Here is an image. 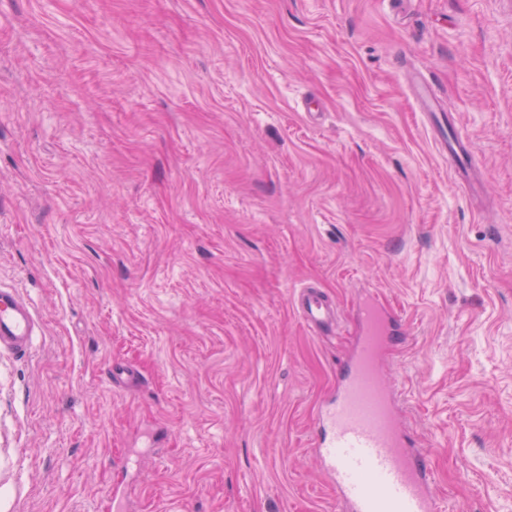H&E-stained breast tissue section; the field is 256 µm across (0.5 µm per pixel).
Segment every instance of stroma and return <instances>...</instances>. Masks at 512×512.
<instances>
[{
    "label": "stroma",
    "mask_w": 512,
    "mask_h": 512,
    "mask_svg": "<svg viewBox=\"0 0 512 512\" xmlns=\"http://www.w3.org/2000/svg\"><path fill=\"white\" fill-rule=\"evenodd\" d=\"M0 288V512H338L369 295L447 512H512V0H0ZM444 149L445 152H448V157L451 159L450 168L456 174L458 181L463 184V187L469 186L474 189V183L471 179L476 165L466 152L461 133H455L453 136L447 137L444 141ZM36 321L16 291L0 289V346L28 351L35 339ZM298 308L305 324L315 333L336 330V308L319 289L304 290L298 298Z\"/></svg>",
    "instance_id": "1"
}]
</instances>
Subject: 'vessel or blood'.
<instances>
[{
    "mask_svg": "<svg viewBox=\"0 0 512 512\" xmlns=\"http://www.w3.org/2000/svg\"><path fill=\"white\" fill-rule=\"evenodd\" d=\"M444 149L458 181L470 186L475 163L462 135L447 137ZM298 308L313 332L335 331L336 309L321 290H304ZM357 316L353 347L316 418L315 452L322 469L342 512H444L427 459L405 437L399 391L384 367L405 324L373 296L359 305ZM35 332V318L18 292L0 289V346L28 351Z\"/></svg>",
    "mask_w": 512,
    "mask_h": 512,
    "instance_id": "b4317fda",
    "label": "vessel or blood"
}]
</instances>
